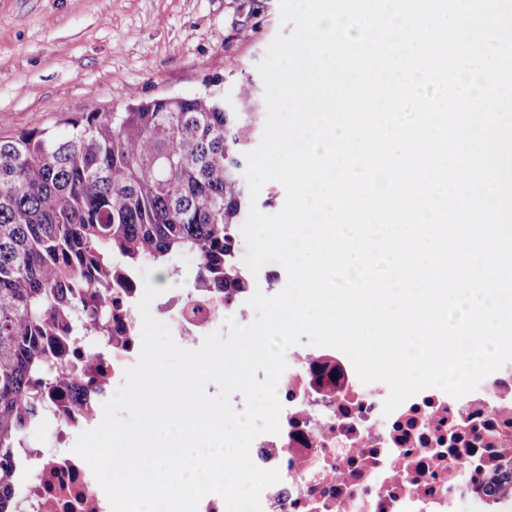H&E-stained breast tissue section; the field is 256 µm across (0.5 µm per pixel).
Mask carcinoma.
Listing matches in <instances>:
<instances>
[{
    "label": "carcinoma",
    "instance_id": "obj_1",
    "mask_svg": "<svg viewBox=\"0 0 512 512\" xmlns=\"http://www.w3.org/2000/svg\"><path fill=\"white\" fill-rule=\"evenodd\" d=\"M254 108L244 85L238 112L206 92L0 136V512H17L16 449L39 418L43 381L62 385L48 344L78 296L89 293L88 317L103 318L113 268L182 254L226 289L244 284L236 229ZM482 493L512 502V458Z\"/></svg>",
    "mask_w": 512,
    "mask_h": 512
}]
</instances>
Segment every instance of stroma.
<instances>
[{"mask_svg":"<svg viewBox=\"0 0 512 512\" xmlns=\"http://www.w3.org/2000/svg\"><path fill=\"white\" fill-rule=\"evenodd\" d=\"M282 23L279 0H0V136L88 108L213 90L235 103Z\"/></svg>","mask_w":512,"mask_h":512,"instance_id":"stroma-1","label":"stroma"}]
</instances>
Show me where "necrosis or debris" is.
<instances>
[{
	"instance_id": "4bbe7bcc",
	"label": "necrosis or debris",
	"mask_w": 512,
	"mask_h": 512,
	"mask_svg": "<svg viewBox=\"0 0 512 512\" xmlns=\"http://www.w3.org/2000/svg\"><path fill=\"white\" fill-rule=\"evenodd\" d=\"M275 277L269 271L233 291L170 288L153 300V315L178 345L196 349L226 317L250 324L249 299ZM143 282L138 269L119 277L112 297L121 320L107 338L108 356L96 350L97 335L78 328L71 383L40 414L57 446L43 453L24 441L18 449L19 512H111L91 468L68 445L71 430L90 425V413L139 359ZM286 361L277 387L280 430L257 436L250 448L257 466L280 474L261 494L262 512H486L480 487L512 457V362L463 397L427 388L387 414L388 386L362 383L340 350L298 344Z\"/></svg>"
}]
</instances>
